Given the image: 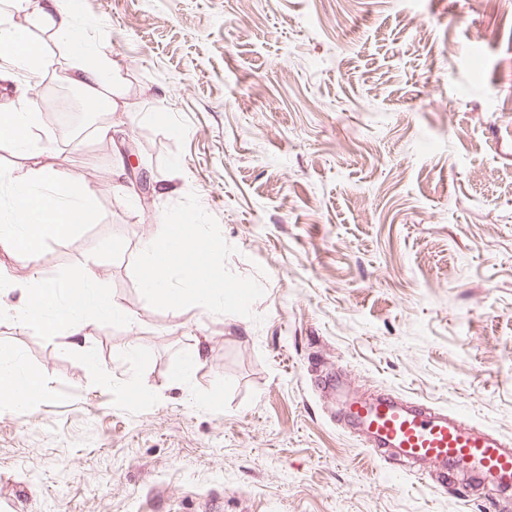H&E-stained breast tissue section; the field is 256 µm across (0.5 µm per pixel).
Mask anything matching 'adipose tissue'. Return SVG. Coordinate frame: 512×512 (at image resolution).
<instances>
[{"instance_id": "ef3b65f1", "label": "adipose tissue", "mask_w": 512, "mask_h": 512, "mask_svg": "<svg viewBox=\"0 0 512 512\" xmlns=\"http://www.w3.org/2000/svg\"><path fill=\"white\" fill-rule=\"evenodd\" d=\"M77 0H11L9 10L0 12V49L4 50L11 66L43 72L56 69L54 56L45 53L34 43L27 30L13 21L21 14L41 22L52 30L64 44L70 59L68 79L81 87L87 108L94 112L112 107V93L116 84L112 62L97 46L86 40L73 26ZM33 112L24 97L0 103V132L4 140L0 146L18 150L31 157L29 166L10 171L7 181L12 189L16 221L0 226V248L19 249L36 255L46 237H63L71 233L76 222L87 221L95 213L98 192L87 182L70 180L61 173L47 172L36 161L38 150L29 130ZM195 242L183 236L170 220L158 224L154 236L141 246V255L148 271L144 288L155 298L167 301L173 298L170 272L179 270L182 278L198 287L200 299L209 304L223 299V290L213 283L202 282V272L194 254ZM99 274L95 265L81 267L68 288L65 317L77 318L78 326L70 335H80V325L98 317L128 321L127 312L116 302L102 296L98 289ZM19 292L22 301L14 312L21 323L42 322L44 310L57 306V291L52 286L15 284L0 281V296ZM11 352L0 349V387L9 390V397L17 406L26 405L40 392V378L17 374L8 364Z\"/></svg>"}]
</instances>
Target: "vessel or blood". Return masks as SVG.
I'll use <instances>...</instances> for the list:
<instances>
[{"instance_id": "obj_1", "label": "vessel or blood", "mask_w": 512, "mask_h": 512, "mask_svg": "<svg viewBox=\"0 0 512 512\" xmlns=\"http://www.w3.org/2000/svg\"><path fill=\"white\" fill-rule=\"evenodd\" d=\"M339 417L376 456L435 470L442 483L456 485L464 472L497 488L512 487V443L455 414L386 393L345 397Z\"/></svg>"}]
</instances>
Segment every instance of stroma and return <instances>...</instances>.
I'll return each instance as SVG.
<instances>
[{
  "label": "stroma",
  "instance_id": "1",
  "mask_svg": "<svg viewBox=\"0 0 512 512\" xmlns=\"http://www.w3.org/2000/svg\"><path fill=\"white\" fill-rule=\"evenodd\" d=\"M15 21L59 65L0 102L23 88L38 163L98 204L36 261L0 249V274L62 292L96 264L131 321L73 346L0 313L44 384L0 399V512H493L491 486L403 471L336 414L390 391L512 442V0H79L120 87L97 121L156 187L128 200L111 142L43 107L71 88L64 46ZM177 215L242 302L142 288L140 246Z\"/></svg>",
  "mask_w": 512,
  "mask_h": 512
}]
</instances>
